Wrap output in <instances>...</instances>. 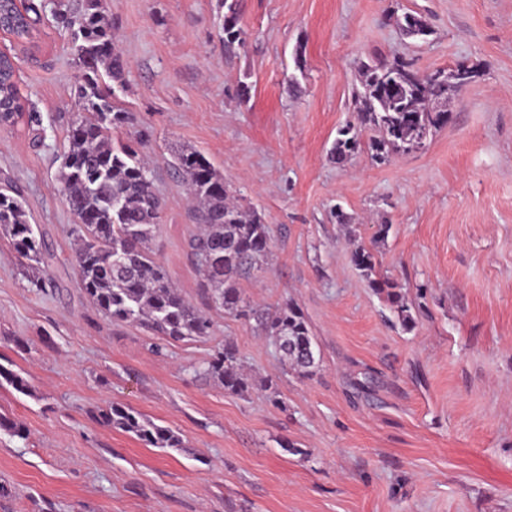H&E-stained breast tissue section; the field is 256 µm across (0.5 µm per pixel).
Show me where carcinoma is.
I'll list each match as a JSON object with an SVG mask.
<instances>
[{"label":"carcinoma","mask_w":512,"mask_h":512,"mask_svg":"<svg viewBox=\"0 0 512 512\" xmlns=\"http://www.w3.org/2000/svg\"><path fill=\"white\" fill-rule=\"evenodd\" d=\"M224 7V53L231 54L245 47L247 31L240 24V0H224ZM31 11L29 5L22 13L10 0H0L3 25L19 41L32 37ZM55 19L71 33L80 70L76 86L80 111L71 123L59 179L67 206L81 220L74 225V233L78 240L75 263L83 289L113 323L137 324L174 341L206 338L210 320L179 293L151 247L164 203L140 152L147 132H139L133 141L112 143V130L131 122V113L119 106L114 88L108 85L123 83L128 68L116 50L112 20L102 0H81L75 7L62 4ZM391 19L409 38L431 33L429 22L419 13L393 14ZM435 72L439 78L433 80L403 57L360 62L353 88L357 125L338 129L331 150L336 164L347 163L363 149L379 164L392 155L423 149L428 138L448 124L447 102L462 90L452 71L437 68ZM15 78L9 59L1 60L0 110L9 113L8 126L15 125L22 112L13 94ZM175 170L200 202L196 220L202 230L192 235L189 247L202 269L207 298L230 315L254 319L264 335L275 340L284 366L299 378L312 377L319 359L301 309L290 302L272 313L260 312L250 307L239 287L240 278L262 268L268 258L269 225L256 210L242 209L224 175L202 153L192 148L175 153ZM0 235L35 270L29 277L30 287L45 290L48 282L39 272L48 271L54 253L35 232L21 201L6 192H0ZM351 261L369 286L385 295L402 327L411 329V308L399 285L379 272L372 250L355 245ZM204 372L229 394L244 396L251 389L240 372L238 350L229 339L217 347ZM5 383L24 394L30 389L23 377L0 364V386ZM98 418L147 446L182 447L173 431L129 407L112 405Z\"/></svg>","instance_id":"1"}]
</instances>
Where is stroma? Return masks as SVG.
Returning <instances> with one entry per match:
<instances>
[{
    "label": "stroma",
    "instance_id": "obj_1",
    "mask_svg": "<svg viewBox=\"0 0 512 512\" xmlns=\"http://www.w3.org/2000/svg\"><path fill=\"white\" fill-rule=\"evenodd\" d=\"M58 2L32 0L31 43L0 34L25 115L40 116L0 127V186L55 255L54 285L38 292L0 238V364L30 385L0 386V415L27 431H0V512H512V0H241L250 38L232 57L224 0H107L128 61L116 96L133 116L115 136L149 132L165 201L152 248L212 322L208 339L159 355L143 328L104 318L77 274L59 169L78 70ZM401 9L426 17V40L401 35ZM372 55L422 73L462 62L476 77L424 149L383 164L361 151L339 167L332 144L357 121L351 89ZM183 147L270 225V256L240 287L255 307L301 308L313 377L284 374L255 321L205 297L194 206L170 170ZM339 209L352 224H337ZM357 242L401 286L412 329L355 269ZM227 339L256 379L243 397L197 371ZM114 404L174 431L181 449L96 420Z\"/></svg>",
    "mask_w": 512,
    "mask_h": 512
}]
</instances>
